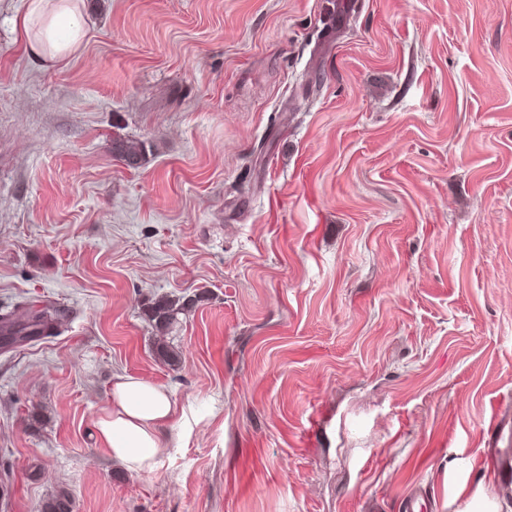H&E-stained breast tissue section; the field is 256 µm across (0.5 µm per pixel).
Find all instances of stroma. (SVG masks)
<instances>
[{
	"label": "stroma",
	"mask_w": 512,
	"mask_h": 512,
	"mask_svg": "<svg viewBox=\"0 0 512 512\" xmlns=\"http://www.w3.org/2000/svg\"><path fill=\"white\" fill-rule=\"evenodd\" d=\"M26 5L0 308L69 316L0 352V512H512V0H86L62 63ZM202 291L163 363L147 304ZM123 374L175 402L141 473L93 429ZM144 151V143L138 139L118 136L112 141V153L129 167L139 166Z\"/></svg>",
	"instance_id": "stroma-1"
}]
</instances>
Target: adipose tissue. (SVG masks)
<instances>
[{"instance_id": "ef3b65f1", "label": "adipose tissue", "mask_w": 512, "mask_h": 512, "mask_svg": "<svg viewBox=\"0 0 512 512\" xmlns=\"http://www.w3.org/2000/svg\"><path fill=\"white\" fill-rule=\"evenodd\" d=\"M78 0H29L18 27L33 56L60 62L81 44L85 29ZM175 412L168 390L150 380L116 376L109 407L94 421L107 453L131 472L153 468L163 447L162 430Z\"/></svg>"}]
</instances>
